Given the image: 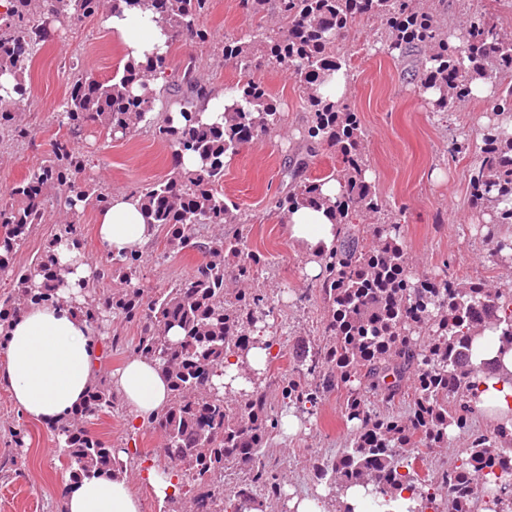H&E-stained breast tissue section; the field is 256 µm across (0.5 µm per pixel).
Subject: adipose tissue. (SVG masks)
<instances>
[{
  "mask_svg": "<svg viewBox=\"0 0 512 512\" xmlns=\"http://www.w3.org/2000/svg\"><path fill=\"white\" fill-rule=\"evenodd\" d=\"M105 23L137 61L164 52L169 33L153 22L150 12L127 10L106 17ZM288 235L307 260L310 274H319L321 255L336 245L339 227L325 209L300 207L289 213ZM98 233L105 250L120 256L141 248L153 230L145 220L140 199L117 193L99 215ZM66 288L60 303L31 305L9 321L8 340L0 349V386L25 418L50 427L79 408L101 353L97 332L79 312L82 288L94 278V265L80 250H62ZM491 362L495 372L475 381L476 406L492 420L512 419V351L492 342L475 357ZM112 384L129 409L131 425L147 422L169 403L171 390L157 362L130 357ZM65 512H142L132 493L127 470L93 474L63 487Z\"/></svg>",
  "mask_w": 512,
  "mask_h": 512,
  "instance_id": "1",
  "label": "adipose tissue"
}]
</instances>
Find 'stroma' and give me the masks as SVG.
I'll list each match as a JSON object with an SVG mask.
<instances>
[{
    "mask_svg": "<svg viewBox=\"0 0 512 512\" xmlns=\"http://www.w3.org/2000/svg\"><path fill=\"white\" fill-rule=\"evenodd\" d=\"M50 39L38 51L30 80V95L20 109L33 129L30 142L0 141V195L20 182L50 153L64 135L58 122L73 75L69 60H79L84 71L109 78L126 58L118 38L101 19L66 23L42 14ZM212 32L210 44L180 39L172 45L173 65H194L197 77L213 91L248 79L262 83L277 100L282 116L270 135L246 145L224 165V199L246 212V224H205L202 241L244 238L248 250L265 262L253 279L227 277L225 294L234 297L251 288L262 289L275 304L273 316L257 323L256 333L272 343L276 356L271 372L285 381L294 374L289 351L298 341L325 343L322 317L325 303L318 279L306 271V259L289 240L287 224L271 209L273 199L286 190L285 173L294 166L305 144V93L289 72L256 59L250 71L221 60L225 37L250 42L253 31L275 27V14H246L239 0H213L205 20ZM384 29L372 18L360 17L340 41L350 60L346 98L358 113L365 134L367 165L383 202L381 214L364 218L367 230L391 222L400 226L408 266L413 277L447 272L458 280L482 279L490 288L512 289V255L495 253L496 240L468 189L470 153L481 144L483 128L493 118L487 100L466 102L453 112H434L418 92L417 83L383 50ZM76 146L86 160L85 177L105 193H135L169 174L173 149L142 128L114 139L96 125L85 127ZM64 219L57 205H49L45 220L35 227L17 254L14 265L27 269L45 250ZM139 283L154 293L189 277L204 255L177 251L157 231L142 249ZM343 393L324 394L315 414L303 415L304 431L294 436L275 430L267 451L282 489L312 495L320 485L312 478L315 460L336 455L350 438L342 410ZM128 410L116 404L113 412L95 418L91 429L115 448L137 449L140 467L131 468L132 492L142 512H171L159 504L141 470L168 468L164 436L144 424L129 430ZM25 432V449L17 451L12 432ZM14 459L7 477L0 478V512H60L66 479L57 437L49 428L21 418L10 396L0 387V460Z\"/></svg>",
    "mask_w": 512,
    "mask_h": 512,
    "instance_id": "35a3bbf8",
    "label": "stroma"
}]
</instances>
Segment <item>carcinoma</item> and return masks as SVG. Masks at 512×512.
<instances>
[{
    "mask_svg": "<svg viewBox=\"0 0 512 512\" xmlns=\"http://www.w3.org/2000/svg\"><path fill=\"white\" fill-rule=\"evenodd\" d=\"M212 0H8L0 12V130L25 141L33 130L18 118L29 94L26 71L36 52L49 39L39 23L44 11L81 22L125 9H149L155 21L171 33L206 43L205 25ZM248 14L261 15L273 5L281 25L260 32L249 44L224 38L222 58L248 70L254 47L264 59L293 74L306 93L304 138L309 153L334 149L338 167L331 173L303 176L306 159L289 170L291 184L274 203L281 217L298 206H326L340 232L336 248L322 256L321 293L326 302L325 332L332 341L323 347L296 348L292 359L298 377L281 387L277 403L259 389V376H247L252 390L225 400L224 392L202 396L196 384L204 371L220 376L224 359L245 357L255 345L250 327L266 320L273 306L258 290L234 300L224 298V267L233 260L237 275L247 278L262 263L246 250L241 238L204 244L198 241L203 224H247L224 202V163L239 149L277 127L281 113L268 89L254 81L226 88L232 104L224 106V121L206 122L197 112L200 101L212 95L197 80L193 67L172 68L170 52L144 62L128 60L107 80L85 75L69 88L59 125L72 130L97 124L110 136H127L145 125L170 142L174 156L199 158L195 171L177 169L170 177L140 192L146 223L162 229L178 249L207 254L194 274L153 295L135 284L141 256H106L92 284L84 288V314L96 324L100 341L112 349L120 338L109 335L112 318L141 325L133 352L159 361L168 378L172 400L155 427L177 477L173 505L187 501L194 512H224V465L242 463L250 475L238 484L236 509L260 500H276L281 489L265 459L266 447L278 426V411L309 410L325 393L345 390L344 417L352 423L351 438L336 456L313 467L314 478L336 494L354 486H372L366 509L392 512L398 492L413 491L418 507L408 512H479L484 497L493 493L512 508V464L501 450L512 447V422L484 430L470 429L475 414L473 380L490 373L472 359L482 346L485 330L501 329L502 348L512 349V289L492 291L483 281L460 286L447 275L413 279L396 224L385 225L368 237L353 221L378 214L383 203L375 185L365 177L364 131L345 99H333L330 84L348 71L336 51V37L357 17L373 15L385 25V53L396 61L412 60L411 71L421 94H431L433 112H453L475 97L477 86L488 84L490 111L512 116V39L503 35L492 15L471 12L463 36L448 38V23L435 8L416 0H240ZM160 79L162 85H150ZM180 120L174 122L172 113ZM482 144L468 166L471 196L493 223L512 224V133L493 122L483 129ZM84 158L71 139L55 140L39 166L0 199V273H10L17 288L0 295V325L22 305L57 302L64 287L55 248L80 246V216L89 207L102 208L108 195L82 179ZM343 184L331 201L322 193L329 180ZM53 190L69 220L59 225L45 254L24 271L13 260L35 225L44 220L47 191ZM125 288L108 293L98 288L107 280ZM176 328L180 336L168 337ZM411 411L395 412L403 402ZM116 397L111 379L95 372L82 407L55 429L64 443L69 478L73 481L107 473L115 449L96 436L91 418L110 414ZM468 432L467 448L450 463L429 470L418 486L411 453L448 446V429Z\"/></svg>",
    "mask_w": 512,
    "mask_h": 512,
    "instance_id": "1",
    "label": "carcinoma"
}]
</instances>
